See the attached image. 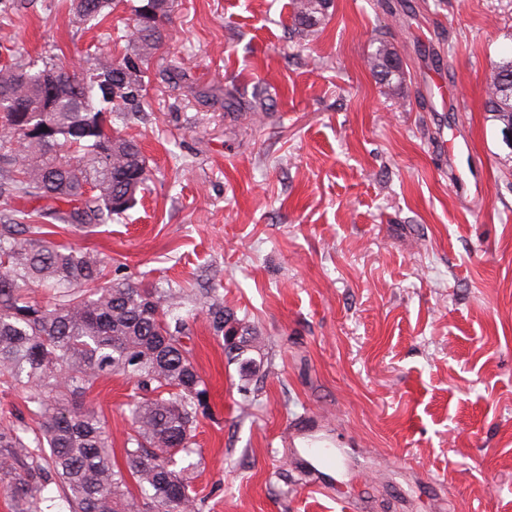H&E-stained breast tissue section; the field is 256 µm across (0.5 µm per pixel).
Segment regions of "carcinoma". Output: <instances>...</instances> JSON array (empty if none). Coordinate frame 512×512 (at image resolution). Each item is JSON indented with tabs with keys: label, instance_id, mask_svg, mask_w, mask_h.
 Listing matches in <instances>:
<instances>
[{
	"label": "carcinoma",
	"instance_id": "cac0c4a2",
	"mask_svg": "<svg viewBox=\"0 0 512 512\" xmlns=\"http://www.w3.org/2000/svg\"><path fill=\"white\" fill-rule=\"evenodd\" d=\"M121 0H72V9L97 27ZM294 31L318 33L328 17L324 0H292ZM171 0H140L125 37L135 54L99 59L87 71L64 58L0 68V196L48 201L0 224V385L26 390L35 426L0 430V482L20 512H42L43 487L19 470L48 462L68 512H193L194 490L182 465L192 448L206 383L183 342L187 294L182 288H141L103 282L104 261L48 239L67 224L93 229L121 217L148 179L140 144L115 129L144 110V67L163 46ZM387 40L367 57L376 79L395 96L408 92L406 69L392 64ZM512 56L487 79L484 111L512 126ZM248 101L224 90V109L257 115ZM77 202L70 209L56 203ZM53 294L42 303L30 286ZM208 312L224 353L245 380L265 366L261 337L207 295L194 299ZM121 375L143 392L130 409L124 462L113 458L104 416L82 401L104 375Z\"/></svg>",
	"mask_w": 512,
	"mask_h": 512
}]
</instances>
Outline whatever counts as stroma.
I'll list each match as a JSON object with an SVG mask.
<instances>
[{"label":"stroma","mask_w":512,"mask_h":512,"mask_svg":"<svg viewBox=\"0 0 512 512\" xmlns=\"http://www.w3.org/2000/svg\"><path fill=\"white\" fill-rule=\"evenodd\" d=\"M335 0L310 38L292 0H173L123 133L149 178L136 205L55 239L109 279L177 286L248 319L269 368L243 404L207 313L187 332L209 389L191 460L195 512H512V150L483 107L512 51V0ZM129 15L79 23L69 0H0V67L58 54L90 67L131 54ZM394 44L399 99L365 60ZM269 114L225 112L208 86ZM469 152L448 156L449 139ZM484 184L460 200L457 174ZM133 384L100 378L86 406L124 456ZM346 451L333 496L305 486L284 435L303 421Z\"/></svg>","instance_id":"obj_1"}]
</instances>
